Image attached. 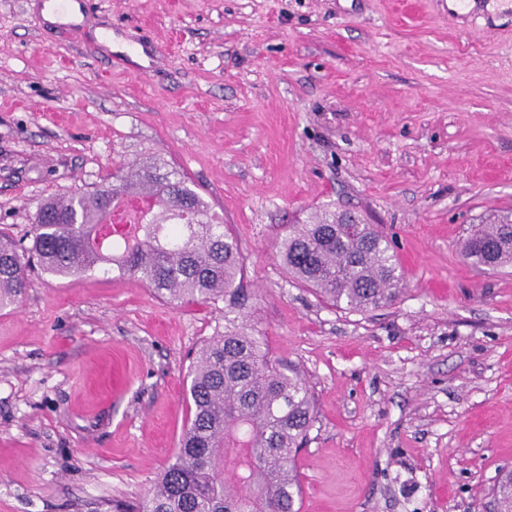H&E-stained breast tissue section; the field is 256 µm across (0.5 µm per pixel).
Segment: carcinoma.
<instances>
[{
	"instance_id": "cac0c4a2",
	"label": "carcinoma",
	"mask_w": 512,
	"mask_h": 512,
	"mask_svg": "<svg viewBox=\"0 0 512 512\" xmlns=\"http://www.w3.org/2000/svg\"><path fill=\"white\" fill-rule=\"evenodd\" d=\"M343 216L324 211L290 225L277 243L283 267L350 312L395 301L403 273L391 242L369 224L339 223ZM461 255L492 270L511 266L512 213L474 225ZM35 265L60 276L111 269L169 302L224 303V331L202 345L185 376L191 414L176 453L135 512H301L296 459L316 418L314 395L246 320L237 240L183 172L148 157L91 191L42 202L30 244L0 237V306L28 292ZM238 448L247 460L230 490L224 459ZM493 500L497 512H512V470L501 473Z\"/></svg>"
}]
</instances>
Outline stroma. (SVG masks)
<instances>
[{
	"label": "stroma",
	"mask_w": 512,
	"mask_h": 512,
	"mask_svg": "<svg viewBox=\"0 0 512 512\" xmlns=\"http://www.w3.org/2000/svg\"><path fill=\"white\" fill-rule=\"evenodd\" d=\"M93 2L70 39L43 0H0V232L28 241L43 199L164 158L236 238L251 323L315 394L301 512H493L512 469V268L458 246L512 209V12ZM325 207L392 240V304L328 306L281 265L288 225ZM31 276L0 309V512H113L171 460L187 369L224 306L100 269Z\"/></svg>",
	"instance_id": "stroma-1"
}]
</instances>
